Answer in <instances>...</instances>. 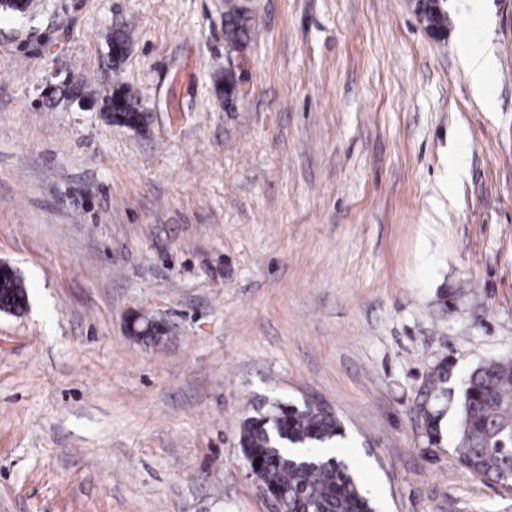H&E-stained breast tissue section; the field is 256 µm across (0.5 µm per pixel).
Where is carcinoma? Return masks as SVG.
Segmentation results:
<instances>
[{
	"mask_svg": "<svg viewBox=\"0 0 512 512\" xmlns=\"http://www.w3.org/2000/svg\"><path fill=\"white\" fill-rule=\"evenodd\" d=\"M412 12L428 31L448 28L446 8L430 0H411ZM250 8L225 0L224 40L235 51L252 39ZM115 122L128 126L137 110L130 96L106 98ZM27 289L17 270L6 267L0 281V310L20 315ZM453 363L434 362L419 391L416 413L427 443H435L440 424L455 398L449 386ZM459 400L460 419L455 455L465 471L501 484L512 482V357L474 366ZM344 438L338 417L319 401L300 406L275 401L246 418L239 433L245 459L259 462L257 472L276 492L281 512H376L371 498L340 455L306 457L309 448H330Z\"/></svg>",
	"mask_w": 512,
	"mask_h": 512,
	"instance_id": "cac0c4a2",
	"label": "carcinoma"
}]
</instances>
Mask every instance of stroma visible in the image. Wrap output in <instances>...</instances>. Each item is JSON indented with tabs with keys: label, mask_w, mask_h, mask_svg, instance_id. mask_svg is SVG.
I'll use <instances>...</instances> for the list:
<instances>
[{
	"label": "stroma",
	"mask_w": 512,
	"mask_h": 512,
	"mask_svg": "<svg viewBox=\"0 0 512 512\" xmlns=\"http://www.w3.org/2000/svg\"><path fill=\"white\" fill-rule=\"evenodd\" d=\"M249 5L231 54L224 0L0 11V512H271L240 426L313 397L379 512H512L455 411L436 444L415 420L436 359L458 390L512 355V0H447L441 40L408 0ZM464 63L472 87L476 91H485L489 84L490 75L496 67V59L487 50L466 53ZM128 93L120 96L112 95L106 98V105L109 112L112 113V118L116 123L129 126L136 119L137 110L133 106ZM120 113L121 115H114ZM6 273L0 281V310L6 313L20 315L27 301V289L17 270L4 264Z\"/></svg>",
	"instance_id": "obj_1"
}]
</instances>
